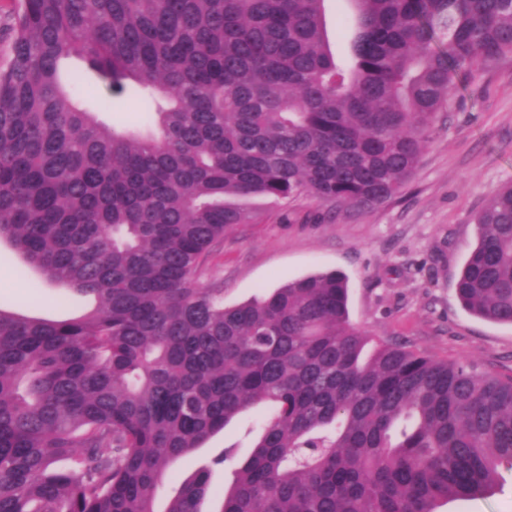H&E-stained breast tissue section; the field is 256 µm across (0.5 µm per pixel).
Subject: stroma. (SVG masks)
<instances>
[{
	"label": "stroma",
	"mask_w": 512,
	"mask_h": 512,
	"mask_svg": "<svg viewBox=\"0 0 512 512\" xmlns=\"http://www.w3.org/2000/svg\"><path fill=\"white\" fill-rule=\"evenodd\" d=\"M512 181V56L457 78L451 106L439 113L417 170L391 201L359 210L336 209L303 197L250 204L255 224L229 228L204 258L196 284L220 286L232 306L305 276L346 275L353 323L380 342H397L438 360H475L489 373L512 378V325L477 318L460 305L456 281L477 240L474 214L502 184ZM79 297L50 288L0 245V307L30 316L69 317ZM266 411L256 407L178 459L158 491L165 505L174 487L203 467L211 469L213 498L235 462L252 450L249 427ZM234 446L231 461L214 456ZM438 512H512V469L500 470L493 494L441 505Z\"/></svg>",
	"instance_id": "35a3bbf8"
}]
</instances>
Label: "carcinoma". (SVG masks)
I'll return each mask as SVG.
<instances>
[{
    "label": "carcinoma",
    "instance_id": "carcinoma-1",
    "mask_svg": "<svg viewBox=\"0 0 512 512\" xmlns=\"http://www.w3.org/2000/svg\"><path fill=\"white\" fill-rule=\"evenodd\" d=\"M22 0L0 68V242L86 302L0 308V512H158L170 466L266 406L214 512H436L512 467V379L381 344L338 271L224 305L201 258L244 200L389 202L459 73L512 55V0ZM95 75L64 85L61 62ZM133 99L159 136L99 119ZM456 282L512 324V183ZM203 468L163 512H202ZM353 13V5L349 0H327L326 2V28L333 50H344L346 40L343 38L342 27H337L340 20L351 16Z\"/></svg>",
    "mask_w": 512,
    "mask_h": 512
}]
</instances>
